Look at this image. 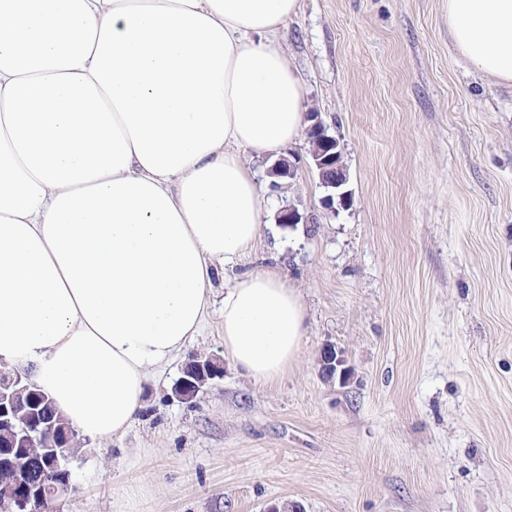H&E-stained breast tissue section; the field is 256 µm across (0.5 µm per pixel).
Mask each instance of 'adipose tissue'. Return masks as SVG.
<instances>
[{
  "mask_svg": "<svg viewBox=\"0 0 512 512\" xmlns=\"http://www.w3.org/2000/svg\"><path fill=\"white\" fill-rule=\"evenodd\" d=\"M457 54L512 85V0H447ZM297 0H0V363L84 436L121 435L271 201L241 158L305 124L277 34ZM307 332L273 270L224 289V354L280 381Z\"/></svg>",
  "mask_w": 512,
  "mask_h": 512,
  "instance_id": "ef3b65f1",
  "label": "adipose tissue"
}]
</instances>
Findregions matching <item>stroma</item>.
Masks as SVG:
<instances>
[{
	"label": "stroma",
	"instance_id": "obj_1",
	"mask_svg": "<svg viewBox=\"0 0 512 512\" xmlns=\"http://www.w3.org/2000/svg\"><path fill=\"white\" fill-rule=\"evenodd\" d=\"M299 4L279 45L351 198L323 207L307 137L280 188L247 158L273 212L240 269L296 289L301 350L258 385L211 314L124 434L82 438L52 512H512V88L450 48L447 0ZM329 344L347 383L321 374ZM196 357L224 372L177 398ZM310 118L312 123L306 129L307 138L310 134L313 133V135H311L308 140V143L310 145V154L320 153L323 150L327 151V147L325 145L326 143L329 148H336V165L344 168L341 160V154L337 150L338 143L336 141V138L328 133L327 127L324 125L321 119H319L318 115L310 114ZM314 134H317L321 139H319Z\"/></svg>",
	"mask_w": 512,
	"mask_h": 512
}]
</instances>
